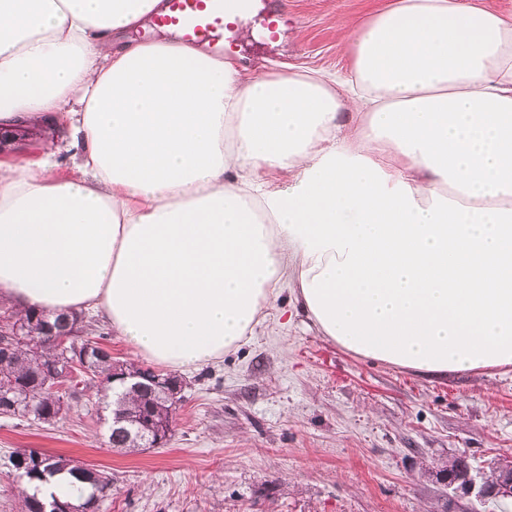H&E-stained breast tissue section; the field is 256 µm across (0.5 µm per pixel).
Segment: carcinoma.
Masks as SVG:
<instances>
[{
    "label": "carcinoma",
    "instance_id": "obj_1",
    "mask_svg": "<svg viewBox=\"0 0 512 512\" xmlns=\"http://www.w3.org/2000/svg\"><path fill=\"white\" fill-rule=\"evenodd\" d=\"M21 324L25 336L12 343L7 360L0 359V397L19 401L12 416L51 424L59 420L84 389H95L112 397V410L130 413L135 421L124 430L108 429L111 448L135 451L138 430L150 425L171 430L177 403L160 394L156 378L163 372L128 365L138 374L135 392L112 388L117 364L112 354L88 336L81 321L66 315L53 318L43 313L20 316L12 308L0 309V316ZM12 471L27 483L43 482L64 473L77 483L76 492L61 501L70 512H100L101 502L112 491V479L78 460L31 448L9 455Z\"/></svg>",
    "mask_w": 512,
    "mask_h": 512
}]
</instances>
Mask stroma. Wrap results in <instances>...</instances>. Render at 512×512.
Returning a JSON list of instances; mask_svg holds the SVG:
<instances>
[{
    "label": "stroma",
    "mask_w": 512,
    "mask_h": 512,
    "mask_svg": "<svg viewBox=\"0 0 512 512\" xmlns=\"http://www.w3.org/2000/svg\"><path fill=\"white\" fill-rule=\"evenodd\" d=\"M232 29L233 55L287 71L347 67L341 22L392 0H283L276 38ZM184 401L165 447L107 444L105 398L84 392L53 424L0 417V512H16L19 480L3 460L19 448L108 471L100 512H512V502L451 493L436 478L448 457L512 456V369L425 379L361 359L309 328L289 291L240 349L184 372Z\"/></svg>",
    "instance_id": "obj_1"
}]
</instances>
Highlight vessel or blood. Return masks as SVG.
<instances>
[{
    "label": "vessel or blood",
    "instance_id": "1",
    "mask_svg": "<svg viewBox=\"0 0 512 512\" xmlns=\"http://www.w3.org/2000/svg\"><path fill=\"white\" fill-rule=\"evenodd\" d=\"M242 0H164V8L152 18L153 26L177 30L183 41L224 47V31L231 25Z\"/></svg>",
    "mask_w": 512,
    "mask_h": 512
}]
</instances>
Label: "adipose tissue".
<instances>
[{"label": "adipose tissue", "instance_id": "ef3b65f1", "mask_svg": "<svg viewBox=\"0 0 512 512\" xmlns=\"http://www.w3.org/2000/svg\"><path fill=\"white\" fill-rule=\"evenodd\" d=\"M162 6L0 0V129L44 127L0 161V302L95 309L191 370L287 287L359 357L512 368V20L395 0L353 26L346 70L285 74L136 39Z\"/></svg>", "mask_w": 512, "mask_h": 512}]
</instances>
